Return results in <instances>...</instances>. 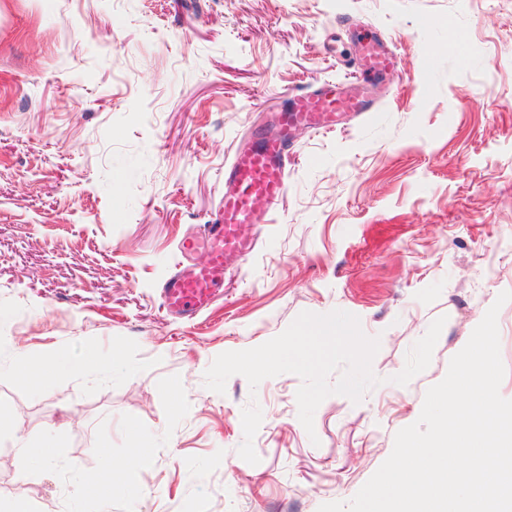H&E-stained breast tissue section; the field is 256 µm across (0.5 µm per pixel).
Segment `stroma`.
Returning <instances> with one entry per match:
<instances>
[{
    "label": "stroma",
    "instance_id": "stroma-1",
    "mask_svg": "<svg viewBox=\"0 0 512 512\" xmlns=\"http://www.w3.org/2000/svg\"><path fill=\"white\" fill-rule=\"evenodd\" d=\"M396 71L372 109L297 131L288 190L253 255L188 321L161 288L224 197V166L267 113L326 79L362 83L353 36ZM512 290V0H0V456L54 436L51 464L0 470L32 512H318L350 501L420 416L486 311ZM359 317L381 377L327 397L314 434L298 376L225 393L213 359L304 311ZM428 368L392 376L437 317ZM98 365L51 390L14 364L42 343ZM263 413L252 465L241 412ZM137 421L138 433L127 429ZM135 498L88 494L137 438Z\"/></svg>",
    "mask_w": 512,
    "mask_h": 512
}]
</instances>
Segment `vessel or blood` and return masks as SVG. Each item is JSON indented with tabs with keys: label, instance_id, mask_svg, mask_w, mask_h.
I'll use <instances>...</instances> for the list:
<instances>
[{
	"label": "vessel or blood",
	"instance_id": "vessel-or-blood-1",
	"mask_svg": "<svg viewBox=\"0 0 512 512\" xmlns=\"http://www.w3.org/2000/svg\"><path fill=\"white\" fill-rule=\"evenodd\" d=\"M357 67L378 77L393 70L397 58L392 50L374 41L359 45ZM368 106L356 96H343L338 82L325 81L293 95L280 109L272 131L255 138L251 148L237 151L224 166V199L214 216L195 239L184 241L181 254L202 249L209 255L204 265L178 263L162 287L166 307L176 313L193 316L207 308L224 283V257L237 252L250 255L256 246L247 238L248 226L257 223L253 209L255 198L277 205L288 188L290 135L305 129L313 133L336 128L344 112L364 113Z\"/></svg>",
	"mask_w": 512,
	"mask_h": 512
}]
</instances>
